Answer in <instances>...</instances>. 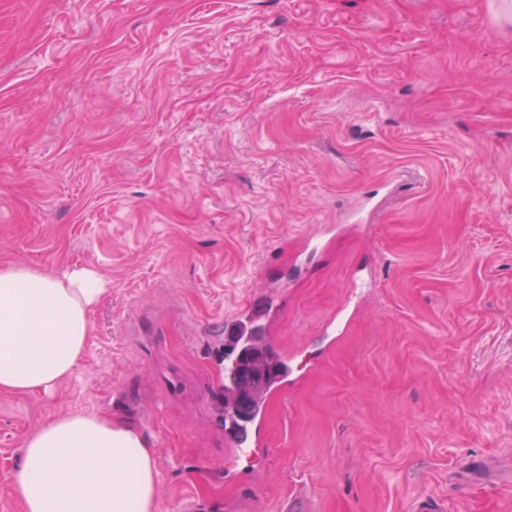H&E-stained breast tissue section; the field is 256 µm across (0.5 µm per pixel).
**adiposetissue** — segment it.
I'll return each instance as SVG.
<instances>
[{
  "label": "adipose tissue",
  "mask_w": 512,
  "mask_h": 512,
  "mask_svg": "<svg viewBox=\"0 0 512 512\" xmlns=\"http://www.w3.org/2000/svg\"><path fill=\"white\" fill-rule=\"evenodd\" d=\"M93 271L0 268V391L52 393L71 376L104 293ZM22 512H157L159 473L142 433L95 411L62 414L23 441Z\"/></svg>",
  "instance_id": "1"
}]
</instances>
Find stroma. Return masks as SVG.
I'll list each match as a JSON object with an SVG mask.
<instances>
[{
    "label": "stroma",
    "mask_w": 512,
    "mask_h": 512,
    "mask_svg": "<svg viewBox=\"0 0 512 512\" xmlns=\"http://www.w3.org/2000/svg\"><path fill=\"white\" fill-rule=\"evenodd\" d=\"M385 185L371 230L345 221ZM19 264L105 291L70 378L0 393V512L24 437L86 410L144 433L157 512H512L497 0H0V268ZM257 293L284 302L268 341L293 379L237 456L224 322Z\"/></svg>",
    "instance_id": "1"
}]
</instances>
